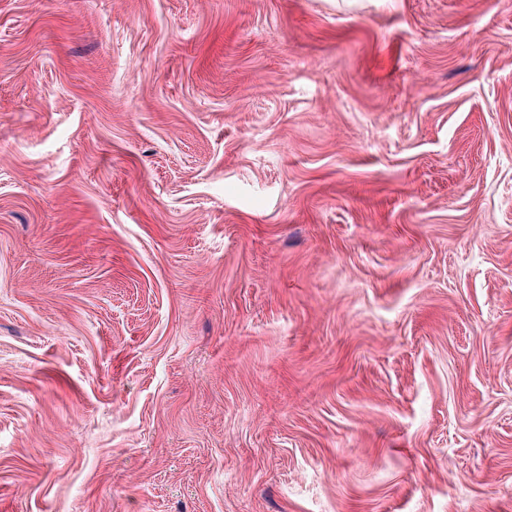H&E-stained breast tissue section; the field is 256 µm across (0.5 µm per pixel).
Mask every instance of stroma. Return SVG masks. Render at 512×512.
<instances>
[{"label":"stroma","instance_id":"35a3bbf8","mask_svg":"<svg viewBox=\"0 0 512 512\" xmlns=\"http://www.w3.org/2000/svg\"><path fill=\"white\" fill-rule=\"evenodd\" d=\"M0 512H512V0H0Z\"/></svg>","mask_w":512,"mask_h":512}]
</instances>
